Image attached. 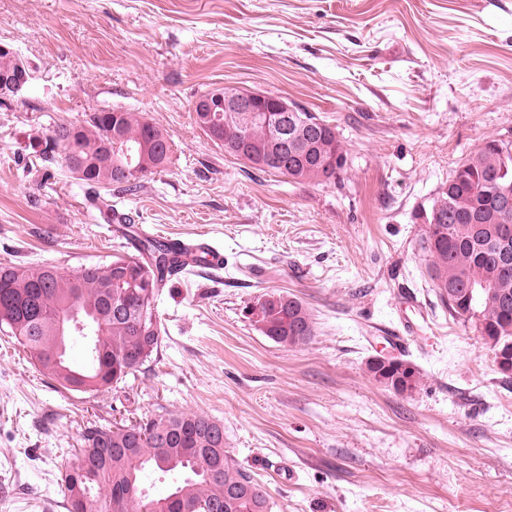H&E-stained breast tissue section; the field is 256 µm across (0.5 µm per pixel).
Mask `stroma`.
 Wrapping results in <instances>:
<instances>
[{"label": "stroma", "instance_id": "35a3bbf8", "mask_svg": "<svg viewBox=\"0 0 512 512\" xmlns=\"http://www.w3.org/2000/svg\"><path fill=\"white\" fill-rule=\"evenodd\" d=\"M0 42L30 67L0 96V266L126 254L39 138L127 110L166 131L169 164L114 210L205 236L224 267L164 289L162 344L93 396L43 375L0 328V512H68L62 476L85 429L204 413L272 512H512V378L450 316L419 212L491 139L512 142V0H0ZM231 85L316 113L347 152L339 179L297 183L225 153L194 106ZM282 292L314 336L284 346L253 308ZM409 328L407 351L392 330ZM413 363L402 394L376 354ZM368 363L371 366V367L370 366L368 367L369 371L372 374H374V376H377L379 371L382 370V368L376 369L377 367H381V366H385V369L397 373V377L399 379L397 385L393 378L395 374L392 373L391 375L387 376V379L391 380L390 386H384V387H386L388 389H392L398 393H401V392L397 389V386L399 389H401L403 391V393H407L414 389L415 376H416V386L421 383L422 378H423L422 373L420 371L415 375L413 365H411L410 363H408L406 361L398 359V358H391V357H388L385 355H375V356H372L368 360ZM371 378L376 383L381 384V385L389 383L384 378H381L380 374L378 375V377L376 379L373 378V376H371Z\"/></svg>", "mask_w": 512, "mask_h": 512}]
</instances>
